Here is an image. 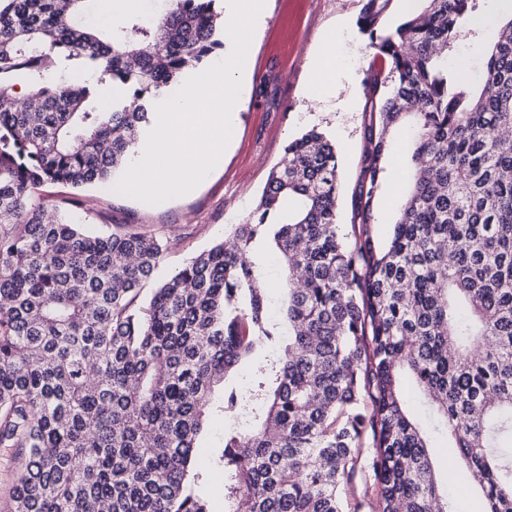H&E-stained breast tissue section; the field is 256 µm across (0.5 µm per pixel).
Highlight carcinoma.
Here are the masks:
<instances>
[{
  "mask_svg": "<svg viewBox=\"0 0 512 512\" xmlns=\"http://www.w3.org/2000/svg\"><path fill=\"white\" fill-rule=\"evenodd\" d=\"M59 2L0 0V448L18 461L3 512H211L193 464L215 419L227 512H363L359 484L378 512H459L406 380L484 512H512V18L477 92L446 53L479 0H420L396 21L400 0H362L359 236L337 224L336 145L310 130L250 219L142 303L167 242L48 220L38 189L111 185L168 88L224 47V17L217 0H167L108 33L82 20L89 0ZM106 81L120 93L104 103ZM401 130L405 183L380 244ZM264 243L285 270L278 320Z\"/></svg>",
  "mask_w": 512,
  "mask_h": 512,
  "instance_id": "cac0c4a2",
  "label": "carcinoma"
}]
</instances>
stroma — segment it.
<instances>
[{
  "label": "stroma",
  "mask_w": 512,
  "mask_h": 512,
  "mask_svg": "<svg viewBox=\"0 0 512 512\" xmlns=\"http://www.w3.org/2000/svg\"><path fill=\"white\" fill-rule=\"evenodd\" d=\"M361 0H269V12L252 47L251 85L246 89L235 135L224 163L191 193L147 205L103 186L74 191L45 184L40 193L51 204L79 201L74 217L92 232L132 227L163 237L168 250L153 284L177 271L192 256L224 240L232 225L244 223L260 199L272 168L289 140L309 130L335 143L341 189L338 222L353 236L352 202L363 166L369 120L363 80L373 58L357 27ZM512 14V0H481L480 22L448 52V66L473 84L483 79L484 61L501 21ZM341 33L330 95L306 99L302 86L308 58L326 51L328 38Z\"/></svg>",
  "instance_id": "stroma-1"
}]
</instances>
